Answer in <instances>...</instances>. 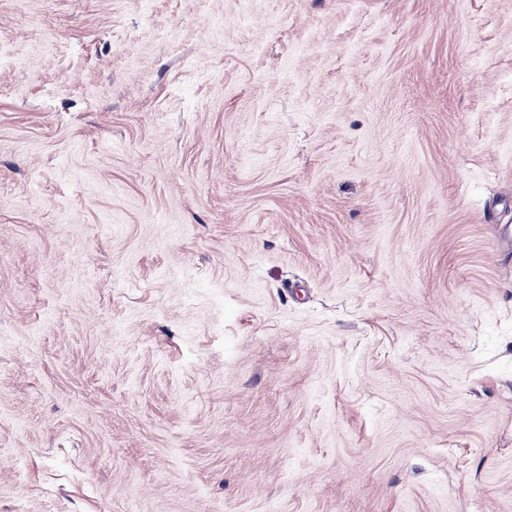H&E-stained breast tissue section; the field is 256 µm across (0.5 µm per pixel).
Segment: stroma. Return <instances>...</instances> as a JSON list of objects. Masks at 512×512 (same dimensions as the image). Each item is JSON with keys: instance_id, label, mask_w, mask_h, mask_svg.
Masks as SVG:
<instances>
[{"instance_id": "1", "label": "stroma", "mask_w": 512, "mask_h": 512, "mask_svg": "<svg viewBox=\"0 0 512 512\" xmlns=\"http://www.w3.org/2000/svg\"><path fill=\"white\" fill-rule=\"evenodd\" d=\"M0 44V512H512V0Z\"/></svg>"}]
</instances>
